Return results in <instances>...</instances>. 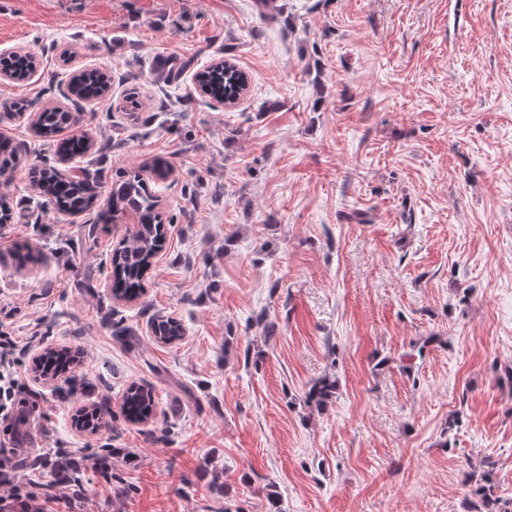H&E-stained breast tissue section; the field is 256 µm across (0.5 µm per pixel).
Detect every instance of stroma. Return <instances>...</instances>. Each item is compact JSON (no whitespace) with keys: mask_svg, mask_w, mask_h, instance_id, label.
Listing matches in <instances>:
<instances>
[{"mask_svg":"<svg viewBox=\"0 0 512 512\" xmlns=\"http://www.w3.org/2000/svg\"><path fill=\"white\" fill-rule=\"evenodd\" d=\"M19 49L37 72L0 79V103L82 113L95 145L69 170L107 188L172 165L150 184L166 243L119 300L126 224L44 204L31 173L61 136L0 122L26 155L0 224V324L28 344L19 411L40 436L20 480L63 450L85 467L64 512H270V491L282 512H467L485 465L512 500V0H0V54ZM225 57L250 79L230 107L195 81ZM94 66L105 98L69 97ZM62 347L71 371L35 373ZM325 375L335 398L305 405ZM133 383L155 396L143 423L120 412ZM105 400L109 428L75 426ZM154 336L164 343H173L179 340L184 334V327L181 321L171 316H159L152 324Z\"/></svg>","mask_w":512,"mask_h":512,"instance_id":"stroma-1","label":"stroma"}]
</instances>
